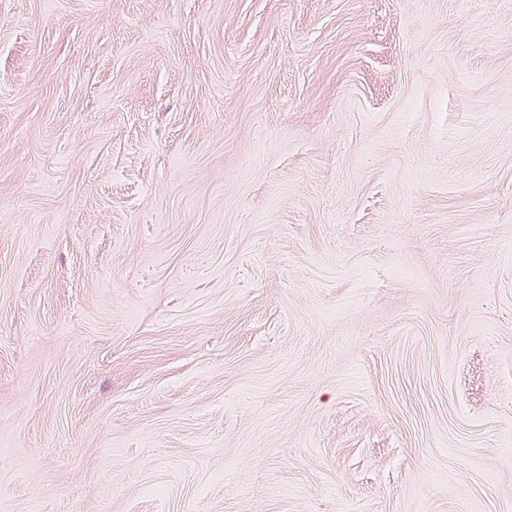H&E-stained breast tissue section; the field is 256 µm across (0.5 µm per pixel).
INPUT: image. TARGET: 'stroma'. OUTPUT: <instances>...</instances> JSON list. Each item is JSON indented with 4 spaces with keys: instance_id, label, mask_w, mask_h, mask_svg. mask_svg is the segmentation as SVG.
Masks as SVG:
<instances>
[{
    "instance_id": "35a3bbf8",
    "label": "stroma",
    "mask_w": 512,
    "mask_h": 512,
    "mask_svg": "<svg viewBox=\"0 0 512 512\" xmlns=\"http://www.w3.org/2000/svg\"><path fill=\"white\" fill-rule=\"evenodd\" d=\"M0 512H512V0H0Z\"/></svg>"
}]
</instances>
